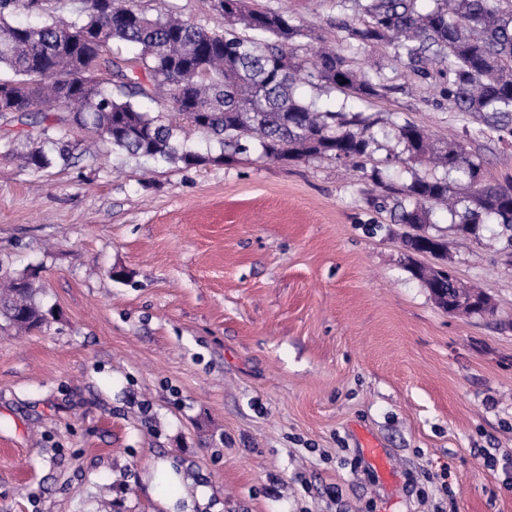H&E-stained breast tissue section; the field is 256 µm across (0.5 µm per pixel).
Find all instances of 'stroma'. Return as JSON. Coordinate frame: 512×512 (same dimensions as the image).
Returning <instances> with one entry per match:
<instances>
[{
    "label": "stroma",
    "mask_w": 512,
    "mask_h": 512,
    "mask_svg": "<svg viewBox=\"0 0 512 512\" xmlns=\"http://www.w3.org/2000/svg\"><path fill=\"white\" fill-rule=\"evenodd\" d=\"M332 35L336 0H257ZM206 28L214 0H134ZM393 75L359 111L461 135L489 181L512 142L437 107L445 82ZM0 114V276H29L39 329H0V512H512V264L437 210L455 278L495 313L439 307L408 269V227L327 158L186 168L125 154L38 173ZM358 459L350 470V459ZM447 472L420 499L409 477Z\"/></svg>",
    "instance_id": "35a3bbf8"
}]
</instances>
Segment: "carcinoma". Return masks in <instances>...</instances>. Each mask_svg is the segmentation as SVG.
I'll return each mask as SVG.
<instances>
[{
	"label": "carcinoma",
	"mask_w": 512,
	"mask_h": 512,
	"mask_svg": "<svg viewBox=\"0 0 512 512\" xmlns=\"http://www.w3.org/2000/svg\"><path fill=\"white\" fill-rule=\"evenodd\" d=\"M34 1L37 23L6 19ZM68 2L0 0V71L10 72L0 75V112L43 115L31 122L36 132L22 135L19 157L26 168L41 172L76 158L81 143L67 139L69 124L90 130L112 152L185 168L229 164L257 143L273 161L330 158L353 166L368 180L360 188L367 206L389 213L396 224H428L433 208L444 206L465 233L485 217L512 231V181H487L483 164L460 139L437 149L418 124L394 121L403 150L386 155L395 164L415 161L458 173L465 180L460 198L445 175L414 173L395 184L379 168L367 169L379 145L374 122L354 103L383 98L391 87L384 73L351 55L382 49L394 68L420 82L436 70L447 72L439 104L478 120L501 140L512 137V0H336L353 15L337 19L333 44L250 0H221L222 26L212 29L129 0H77L66 19ZM122 45L135 47V56L123 55ZM304 84L321 94L338 91L344 100L325 110L301 95ZM159 90L181 124H167L143 107ZM59 110L66 116L48 122L47 113ZM185 125L219 154L182 141ZM410 272L430 292L441 291L434 296L438 305L457 304L459 288L447 270L414 264ZM0 321L25 330L43 324L29 278H11L0 291Z\"/></svg>",
	"instance_id": "1"
}]
</instances>
